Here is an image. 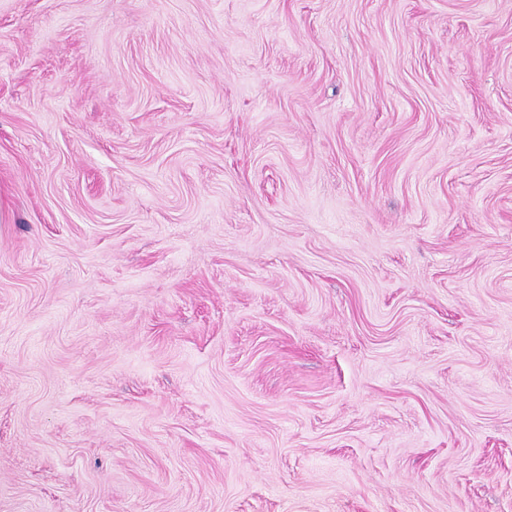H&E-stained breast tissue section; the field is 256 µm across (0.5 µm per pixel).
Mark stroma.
I'll use <instances>...</instances> for the list:
<instances>
[{
	"instance_id": "stroma-1",
	"label": "stroma",
	"mask_w": 512,
	"mask_h": 512,
	"mask_svg": "<svg viewBox=\"0 0 512 512\" xmlns=\"http://www.w3.org/2000/svg\"><path fill=\"white\" fill-rule=\"evenodd\" d=\"M0 512H512V0H0Z\"/></svg>"
}]
</instances>
